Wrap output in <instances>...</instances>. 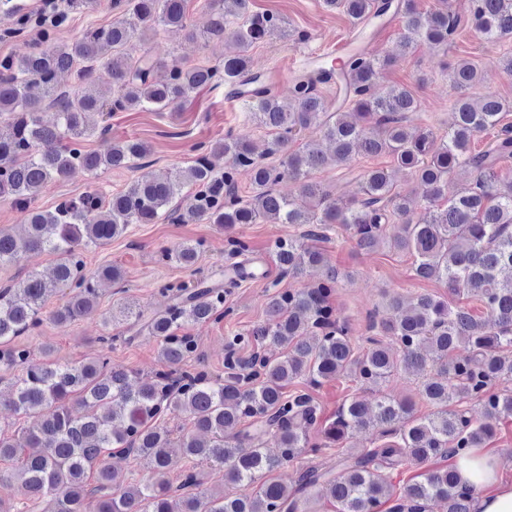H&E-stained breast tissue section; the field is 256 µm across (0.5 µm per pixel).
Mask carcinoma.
I'll list each match as a JSON object with an SVG mask.
<instances>
[{"mask_svg":"<svg viewBox=\"0 0 512 512\" xmlns=\"http://www.w3.org/2000/svg\"><path fill=\"white\" fill-rule=\"evenodd\" d=\"M250 0H208L209 39H231L235 50L214 66L168 65L147 51L138 58L125 52L133 40H144L160 30L187 28V0H112L116 18L93 27L66 43L59 28L71 13L89 12L96 0H61L56 11L41 14L17 9L14 0H0V17L9 21L8 33L32 32L28 54L0 61V200L23 207L27 224L18 235L0 230V264L27 251L58 256L51 279L30 273L15 286L0 289V366L20 367L25 374L9 385L4 402L18 414L38 411L23 433V442L0 432V489L17 487L32 500L49 504V512H87V500L96 512H308L303 508L316 489L326 488L336 512H427L434 499L447 503L448 512H474V490L458 472L428 464L478 447L490 437L494 424L512 417V393L492 390L497 381L512 382V182L498 177L500 161L512 158V125L502 123L509 105L494 92L479 99L470 91L481 83L482 66L458 59L448 66V88L453 97L448 136L429 129H411L406 114L420 107L406 87L376 92L386 71L420 45L440 49L459 26V14L448 0L422 13L414 0H323L325 7L342 10L354 23L365 25L364 36L391 15L404 20L405 35L396 55L377 56L353 50L347 72L331 75L319 67L314 76L292 84L293 104L284 107L252 71L250 49L286 31V22L273 13H253ZM469 21L487 41L512 37V0H469ZM112 76L113 93L105 96L82 89L95 66ZM159 68L168 69L163 80ZM70 73L78 84L66 88L61 77ZM336 80V111L319 94L318 85ZM223 84L247 91L250 114L270 131L264 155L281 157L271 166L255 155L250 143L228 131L224 137L195 145L193 165L166 176L144 174L128 187L107 195L96 189L52 210L32 207L41 187L50 179L63 180L82 169L90 174L130 167L149 155L142 141L107 140L106 117L131 110H177L190 94ZM50 101L57 120L42 123L39 112ZM316 126L320 138L293 150L302 130ZM498 129L494 144L472 152L475 138ZM90 137L108 141L107 149L84 148ZM333 146L337 163L358 153L388 154L397 167L426 187L422 201L394 190L391 175L371 169L363 177L359 196L338 202L318 182L313 171L327 164L323 143ZM224 155V170H216L213 155ZM249 170L253 195L246 201L237 193V172ZM468 169L473 178L454 185L451 175ZM296 182L312 207L302 209L277 194L273 186L283 177ZM195 187L184 212L170 207L185 185ZM422 205L429 217L413 222L411 213ZM163 218L207 221L211 224H271L308 226L306 239L326 237L337 224L352 234L358 249L388 246L416 257L415 275L438 280L455 297L474 298L487 319L453 306L441 296L420 294L409 304L387 294L392 320L368 315L369 328L393 339L396 347L367 339L369 347L352 343L346 322L336 316L331 297L339 283L336 269L323 253L295 238L278 239L272 251L285 274L299 277L310 268H324L313 288L273 293L264 323L252 335L271 347H281L277 358L254 355L242 363L236 346L243 336L230 338L224 357V381L214 380L201 365L198 343L180 329L224 314V293L238 286L199 281L194 286L168 282L161 291L173 304L152 318L149 333L158 344L161 369L138 385L133 372L110 366L106 351L112 336L99 337L103 353L74 364L50 359L29 363L31 350L16 339L43 322L49 298L62 294L63 302L50 312L58 325L71 324L95 311L100 280L119 282V267L111 264L89 274L81 257L83 247L104 245L123 235L132 224H155ZM402 220L399 232L388 234L391 220ZM203 244L182 243L162 250L163 257L184 268L195 266ZM224 253L248 262V244L225 240ZM461 345L469 354L458 357ZM436 377L422 382L420 397L435 411L417 418L414 408L382 393L368 405L356 398L343 401L328 420L326 442H311L310 431L321 416L315 398L305 389L286 392L302 383L316 388L334 379L354 378L381 384L394 372L420 371L426 366ZM476 402L483 420L468 416L466 404ZM185 415L191 429L178 436L159 423L169 415ZM378 437L369 448H352L339 457L340 471L329 476L314 467L300 473L288 487L275 473L301 455L316 456L329 443H339L367 429ZM279 441V453L264 448L266 436ZM32 448L34 452L24 453ZM144 461L163 473L184 461L178 486L145 480L124 484L108 463L112 449ZM224 468V482L232 491L218 498L179 491L200 486L197 466ZM422 469L418 480L395 491L384 476L387 469ZM95 471V484L86 475Z\"/></svg>","mask_w":512,"mask_h":512,"instance_id":"obj_1","label":"carcinoma"}]
</instances>
